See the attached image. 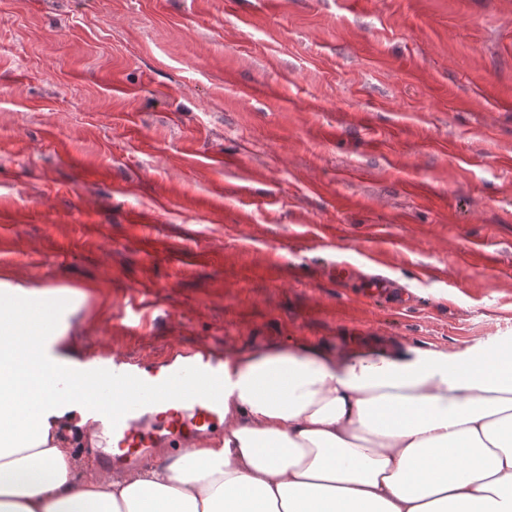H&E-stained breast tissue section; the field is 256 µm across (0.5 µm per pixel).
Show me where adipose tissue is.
Returning <instances> with one entry per match:
<instances>
[{
	"label": "adipose tissue",
	"instance_id": "obj_1",
	"mask_svg": "<svg viewBox=\"0 0 512 512\" xmlns=\"http://www.w3.org/2000/svg\"><path fill=\"white\" fill-rule=\"evenodd\" d=\"M88 298L0 278V512H512V347L351 337L224 360V430L99 474L61 439L122 401L73 366Z\"/></svg>",
	"mask_w": 512,
	"mask_h": 512
}]
</instances>
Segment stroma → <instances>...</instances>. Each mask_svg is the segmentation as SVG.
Here are the masks:
<instances>
[{
	"mask_svg": "<svg viewBox=\"0 0 512 512\" xmlns=\"http://www.w3.org/2000/svg\"><path fill=\"white\" fill-rule=\"evenodd\" d=\"M0 272L86 364L512 343V0H0Z\"/></svg>",
	"mask_w": 512,
	"mask_h": 512,
	"instance_id": "1",
	"label": "stroma"
}]
</instances>
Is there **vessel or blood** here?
<instances>
[{"label":"vessel or blood","instance_id":"vessel-or-blood-1","mask_svg":"<svg viewBox=\"0 0 512 512\" xmlns=\"http://www.w3.org/2000/svg\"><path fill=\"white\" fill-rule=\"evenodd\" d=\"M138 369V363L131 359L118 356L112 359L113 389H130L134 395L106 417L105 424L132 452L121 457L101 453L103 463L130 468L151 448L188 447L202 428H213L224 413V369L218 362L205 358L160 378L139 374ZM171 392L177 393L180 407L170 411L162 434L151 437L139 428V419L144 411Z\"/></svg>","mask_w":512,"mask_h":512}]
</instances>
